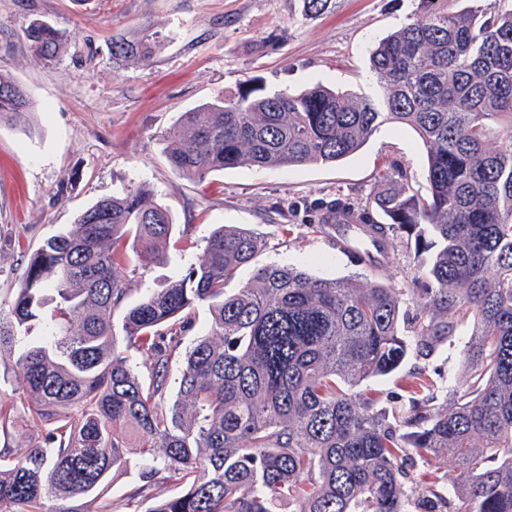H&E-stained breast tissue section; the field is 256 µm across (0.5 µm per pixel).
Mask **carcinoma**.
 <instances>
[{"label": "carcinoma", "instance_id": "cac0c4a2", "mask_svg": "<svg viewBox=\"0 0 512 512\" xmlns=\"http://www.w3.org/2000/svg\"><path fill=\"white\" fill-rule=\"evenodd\" d=\"M420 4L372 49L373 94L268 92L249 79L183 113L163 140L171 168L203 180L226 168L336 163L384 125L413 129L428 195L383 176L375 204L389 223L366 225L377 250L353 260L375 272L393 232H414L417 251L432 252L428 280L396 289L265 264L229 291L265 239L221 226L185 274L128 307L117 274L127 250L153 262L175 224L143 188L99 200L44 241L0 302V365L23 372L0 426L60 418L22 456L0 448V512H112L102 493L133 467L141 485L129 512L168 480L183 490L145 512H512V10ZM25 35L53 67L63 34L36 22ZM147 53L112 42L115 56ZM30 105L0 72V123ZM199 307L210 333L182 351ZM465 318L456 402L436 404L424 366L387 407L359 391L409 354L428 360ZM131 350L149 361L147 377L128 364ZM442 455L452 473L417 483L416 458Z\"/></svg>", "mask_w": 512, "mask_h": 512}]
</instances>
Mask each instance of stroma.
I'll return each instance as SVG.
<instances>
[{"label": "stroma", "instance_id": "1", "mask_svg": "<svg viewBox=\"0 0 512 512\" xmlns=\"http://www.w3.org/2000/svg\"><path fill=\"white\" fill-rule=\"evenodd\" d=\"M419 0H335L304 17L301 0H0V71L32 106L0 124V300L11 298L43 242L98 200L147 188L182 233L165 258L120 269L132 299L185 274L222 225L263 233L258 264H288L324 279L360 276L329 235L312 232L342 199L373 207L383 174L425 194L426 151L408 127L385 125L335 164L228 168L204 181L169 166L162 133L217 93L260 77L267 91L323 84L374 90L369 54L406 23ZM44 20L67 38L54 68L33 55L24 30ZM146 42L149 58H117L112 41ZM426 254L396 233L379 277L395 288L423 275ZM469 325L439 345L427 366L445 391L464 373Z\"/></svg>", "mask_w": 512, "mask_h": 512}]
</instances>
